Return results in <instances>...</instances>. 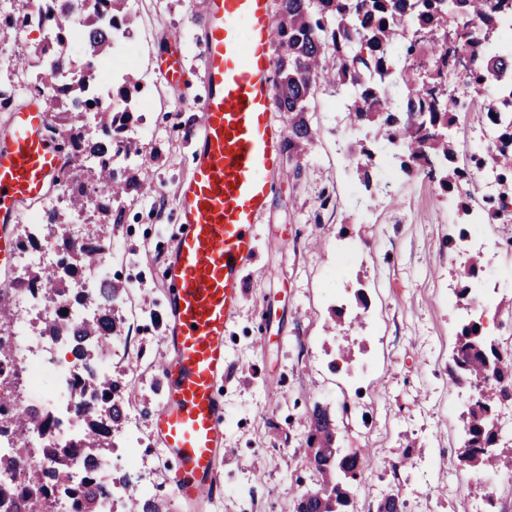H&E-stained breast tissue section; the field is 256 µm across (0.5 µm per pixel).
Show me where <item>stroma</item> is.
<instances>
[{
	"mask_svg": "<svg viewBox=\"0 0 512 512\" xmlns=\"http://www.w3.org/2000/svg\"><path fill=\"white\" fill-rule=\"evenodd\" d=\"M204 11L205 0H136L131 12L129 36L141 59L127 76L146 90L130 137L150 163L152 190L118 199L124 221L112 227L109 260L111 279L123 289V329L131 334L112 376L127 384L122 408L135 418L113 432L105 463L147 484L164 512L175 507L167 481L172 463L151 415L162 386L164 259L183 231L177 188L192 167L186 130L199 123L206 95L196 48ZM42 38L20 28L0 41V137L9 111L30 96L18 76L38 71L34 48ZM173 51L183 75L170 86L157 69ZM335 101V86L317 88L307 114L315 140L283 158L279 187L257 226L255 257L243 271V298L225 333L229 374L216 383L232 453L219 463L222 493L209 512H292L309 475L304 416L316 403L336 412L347 404L375 419L372 429L349 425L338 433L342 453L371 464L353 492L356 512H368L394 483L408 512H470L473 493L449 491L448 475L460 463L457 428L473 390L447 379L460 320L490 315L491 338L512 335V250L499 255L500 291L487 306L449 309L441 289L454 284L452 270L466 253L456 239L455 205L439 201L438 182L417 171L391 179L379 167L364 188L346 152L371 139L372 130L351 125ZM361 293L367 305H360ZM262 335L270 338L263 348ZM347 344L352 360L332 370ZM371 353L382 359L379 371L369 385L352 386ZM410 444L419 453L399 468Z\"/></svg>",
	"mask_w": 512,
	"mask_h": 512,
	"instance_id": "1",
	"label": "stroma"
}]
</instances>
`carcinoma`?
Instances as JSON below:
<instances>
[{
	"instance_id": "carcinoma-1",
	"label": "carcinoma",
	"mask_w": 512,
	"mask_h": 512,
	"mask_svg": "<svg viewBox=\"0 0 512 512\" xmlns=\"http://www.w3.org/2000/svg\"><path fill=\"white\" fill-rule=\"evenodd\" d=\"M70 0H43L42 9L51 20L56 31L53 51L59 54L54 59L55 67L45 69L38 82L45 88L53 89L51 100L63 107L62 119L67 127L69 142L78 145L89 155L102 156L114 148V142L106 135L85 131L87 113L99 116L98 127L112 130L118 135L131 120L130 99L140 92L139 85L126 78L114 92L124 106L109 109L92 102L85 96L80 84L59 85L58 71L67 57L70 44L64 35L70 30L72 15ZM125 0H94L93 11L81 19L87 37L83 41L86 54H108L111 33L103 21L104 12L112 14V22L130 26L128 12L124 10ZM470 21H478L481 16L495 11L508 0H467ZM413 15L393 16V0H277L276 30L278 80L276 94L278 111L288 113V153L302 152L310 145L315 132L304 113L320 83L344 87L357 81L372 71L383 70V60L387 56L402 53L411 58L423 48L430 51L433 65L430 81L415 84L410 72L401 75L406 85V112L398 114L390 110L394 94L390 85L381 81L374 85L364 99L355 100L349 109L351 119L357 124H367L377 129L381 143L389 144L398 138L404 143L405 156L401 168L410 171L422 168L444 158L452 160L456 154L454 144L438 138L434 126H442L452 121L446 111V99L436 96L448 82V69L456 60L458 49H451L440 41L448 27L449 9L445 0H415ZM420 28L426 34L421 44L400 45L401 31L405 23ZM512 40V29L488 28L482 35L483 50L493 53L499 44ZM474 93L493 101L500 95L499 88L478 74L474 78ZM357 172L365 187H370L371 172L375 157L374 147L367 143L356 145ZM135 168L129 167L121 173L102 163L86 168L88 180L99 186L112 185V189L123 193L143 187L134 175ZM436 176L445 191L455 190L460 183L461 172L452 166L441 167ZM86 180V181H88ZM86 181L66 177L65 182L76 186L70 192V207L83 206L86 194L83 191ZM97 209L109 221L121 222V211L112 206L117 196L100 190L97 192ZM99 257L98 240L87 238V245L75 250L63 251L59 264L69 277L52 280L39 273L32 274L29 286L45 297H57L69 292L75 301L93 305L99 309L98 316L81 327H71L69 320L59 316L45 334L48 336H77L79 341L98 340L118 333L120 318L115 313L119 298V288L111 282L102 284L96 291L81 292L72 287L73 277L91 266ZM482 261L477 255L467 257L457 275L460 285L459 297L469 301V284L481 272ZM512 350L486 336L484 327H476L470 322L463 325L456 335L454 349L455 368L451 380L455 384L466 382L486 384L491 379L493 387L485 389L482 396L474 400L464 412L463 423L468 445L460 453L461 461L473 474L500 461L507 462L509 456L499 447L501 429L497 409L502 400L511 397L512 392L500 386L504 377L512 378V369L505 359ZM120 385L114 382L94 383L88 377L83 382L76 409L85 417L86 428L75 447L79 448L84 459L90 463L102 460V455L110 447L112 428L120 425L122 414L116 410L120 404ZM106 405L111 408L112 424L98 418L89 404ZM309 427L307 437V463L313 477V485L302 490L294 502V512H353L350 487L359 479L362 461L358 454H340L336 446L339 420L329 407L320 403L313 405L306 416ZM28 422L17 413L13 400L5 398L0 402V430L12 431L14 437L24 441ZM73 451L69 447L55 450V464L51 471L39 468L30 469L27 485L23 490L26 512H43V501L55 486H67L71 479ZM72 495L77 501L78 512H105L108 499L106 486L92 479L74 489ZM374 512H407V502L399 489L392 488L376 503Z\"/></svg>"
}]
</instances>
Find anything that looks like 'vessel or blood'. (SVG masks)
Returning a JSON list of instances; mask_svg holds the SVG:
<instances>
[{
    "label": "vessel or blood",
    "mask_w": 512,
    "mask_h": 512,
    "mask_svg": "<svg viewBox=\"0 0 512 512\" xmlns=\"http://www.w3.org/2000/svg\"><path fill=\"white\" fill-rule=\"evenodd\" d=\"M198 44L207 89L190 132L193 165L178 189L184 230L165 260L170 282L159 368L162 400L151 426L174 461L173 498L191 506L221 492L224 404L214 393L229 368L225 330L242 298L241 272L256 251V228L281 174L287 131L278 110L274 0H207ZM65 172L61 141L40 97L10 114L0 140V266L16 249L7 224Z\"/></svg>",
    "instance_id": "1"
}]
</instances>
